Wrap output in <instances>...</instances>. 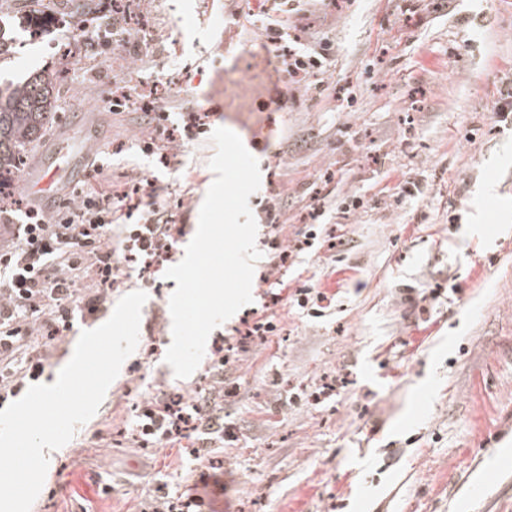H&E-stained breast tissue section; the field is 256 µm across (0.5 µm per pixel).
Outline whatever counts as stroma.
<instances>
[{
  "label": "stroma",
  "instance_id": "35a3bbf8",
  "mask_svg": "<svg viewBox=\"0 0 512 512\" xmlns=\"http://www.w3.org/2000/svg\"><path fill=\"white\" fill-rule=\"evenodd\" d=\"M56 2L39 29L17 26L0 69L7 82L64 77L50 132L0 201L16 217L57 210L76 190H99V163L113 222L136 223L120 193L152 178L142 201L176 224L179 263L215 146L208 133L160 136L146 152V112L113 111L110 94L152 95L175 125L209 113L210 128L235 132L259 163L249 205L261 257L252 303L208 341H234L255 314L278 330L230 352L223 442H142L141 405L161 393L193 404L213 386L212 357L175 377L164 357L177 283L130 263L112 298L146 293L137 348L56 454L31 512H154L193 495L204 512H512V122L498 116L512 88V0H296L281 15L287 46L335 45L320 93L273 51L275 0H215L209 13L203 0H119L117 28L106 0ZM74 12L105 39L71 41ZM239 13L248 24L222 49ZM161 80L178 93L156 92ZM53 169L49 196L25 192ZM311 230L309 248L273 267L272 239L291 246ZM301 287L323 294L321 316L292 306Z\"/></svg>",
  "mask_w": 512,
  "mask_h": 512
}]
</instances>
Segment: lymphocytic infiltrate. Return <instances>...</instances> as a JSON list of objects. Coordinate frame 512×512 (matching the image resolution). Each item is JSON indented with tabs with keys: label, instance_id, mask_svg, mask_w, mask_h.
<instances>
[{
	"label": "lymphocytic infiltrate",
	"instance_id": "lymphocytic-infiltrate-1",
	"mask_svg": "<svg viewBox=\"0 0 512 512\" xmlns=\"http://www.w3.org/2000/svg\"><path fill=\"white\" fill-rule=\"evenodd\" d=\"M333 51L319 42L288 52V73L298 81L312 80L321 90L322 74ZM20 224L0 225V391H15L25 377H36L54 347L71 326L73 313L96 317L112 290L121 283L124 265L140 255L155 262L171 254L175 227L164 212L147 211L142 223L123 227L124 246L115 250L112 235V196L91 193L76 206L47 213L31 208ZM223 386L201 393L192 408L159 413L155 403L140 410L137 437L155 441L181 438V425L206 415L201 428L204 444L223 433L217 402Z\"/></svg>",
	"mask_w": 512,
	"mask_h": 512
}]
</instances>
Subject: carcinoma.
I'll use <instances>...</instances> for the list:
<instances>
[{"label": "carcinoma", "instance_id": "carcinoma-1", "mask_svg": "<svg viewBox=\"0 0 512 512\" xmlns=\"http://www.w3.org/2000/svg\"><path fill=\"white\" fill-rule=\"evenodd\" d=\"M58 79L43 71L23 83H0V173L19 170L26 151L49 132L59 108Z\"/></svg>", "mask_w": 512, "mask_h": 512}]
</instances>
